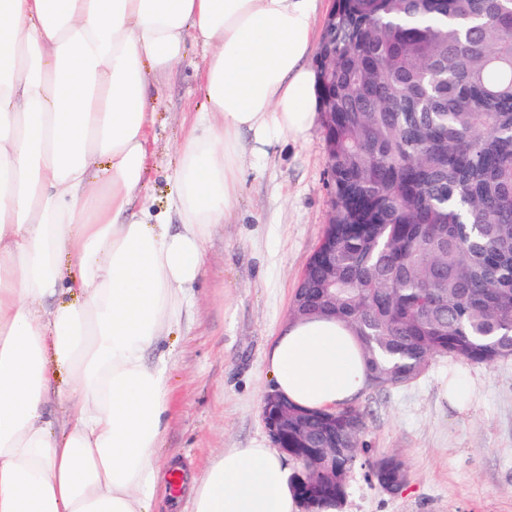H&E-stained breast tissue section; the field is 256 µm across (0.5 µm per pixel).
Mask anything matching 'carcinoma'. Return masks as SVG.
Returning <instances> with one entry per match:
<instances>
[{
    "mask_svg": "<svg viewBox=\"0 0 512 512\" xmlns=\"http://www.w3.org/2000/svg\"><path fill=\"white\" fill-rule=\"evenodd\" d=\"M316 69L336 198L290 317L344 322L372 389L512 357V0H336ZM365 433L354 406L288 405V447L334 461L318 512Z\"/></svg>",
    "mask_w": 512,
    "mask_h": 512,
    "instance_id": "obj_1",
    "label": "carcinoma"
}]
</instances>
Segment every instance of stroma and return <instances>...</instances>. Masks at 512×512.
<instances>
[{"label":"stroma","mask_w":512,"mask_h":512,"mask_svg":"<svg viewBox=\"0 0 512 512\" xmlns=\"http://www.w3.org/2000/svg\"><path fill=\"white\" fill-rule=\"evenodd\" d=\"M203 56L188 46L152 102L155 145L141 203L172 224L175 147L201 102L196 69ZM327 161L319 124L301 138H281L268 156L247 159L237 214L207 238L190 303L156 349L171 401L153 460L178 466L181 483L174 495L158 488L148 512H191L193 484L224 450L271 447L261 414L273 386L266 353L331 221ZM452 373L474 385L463 413L441 396ZM358 405L369 459L397 456L407 478L388 492L369 467L356 466L341 512H512V358L466 364L437 357L418 378L366 391Z\"/></svg>","instance_id":"1"}]
</instances>
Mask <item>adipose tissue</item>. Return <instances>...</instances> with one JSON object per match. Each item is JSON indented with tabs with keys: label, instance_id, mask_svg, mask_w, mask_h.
Segmentation results:
<instances>
[{
	"label": "adipose tissue",
	"instance_id": "ef3b65f1",
	"mask_svg": "<svg viewBox=\"0 0 512 512\" xmlns=\"http://www.w3.org/2000/svg\"><path fill=\"white\" fill-rule=\"evenodd\" d=\"M317 0H0V512H145L166 429L150 362L205 240L228 223L246 155L305 134L320 98L308 59ZM208 50L206 103L178 144L163 214L136 207L151 103L187 41ZM293 404L364 393L336 318L291 322L266 355ZM66 402L63 417L50 401ZM275 448H231L193 512H302Z\"/></svg>",
	"mask_w": 512,
	"mask_h": 512
}]
</instances>
